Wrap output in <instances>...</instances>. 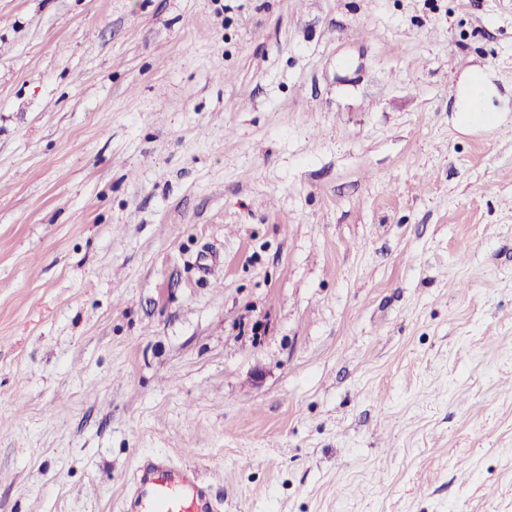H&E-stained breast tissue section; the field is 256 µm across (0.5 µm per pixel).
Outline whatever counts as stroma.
<instances>
[{
	"mask_svg": "<svg viewBox=\"0 0 512 512\" xmlns=\"http://www.w3.org/2000/svg\"><path fill=\"white\" fill-rule=\"evenodd\" d=\"M145 456L512 512V0H0V512Z\"/></svg>",
	"mask_w": 512,
	"mask_h": 512,
	"instance_id": "35a3bbf8",
	"label": "stroma"
}]
</instances>
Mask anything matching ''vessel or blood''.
<instances>
[{
	"instance_id": "b4317fda",
	"label": "vessel or blood",
	"mask_w": 512,
	"mask_h": 512,
	"mask_svg": "<svg viewBox=\"0 0 512 512\" xmlns=\"http://www.w3.org/2000/svg\"><path fill=\"white\" fill-rule=\"evenodd\" d=\"M132 512H216L208 488L191 468H175L161 459L143 461L131 496Z\"/></svg>"
}]
</instances>
